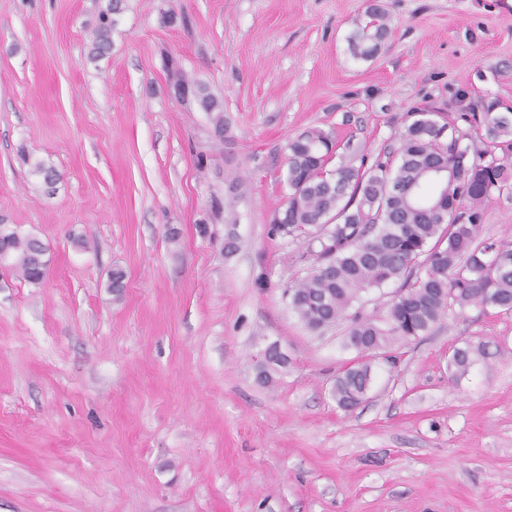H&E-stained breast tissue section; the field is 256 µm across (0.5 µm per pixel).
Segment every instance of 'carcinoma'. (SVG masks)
Instances as JSON below:
<instances>
[{"label": "carcinoma", "instance_id": "carcinoma-1", "mask_svg": "<svg viewBox=\"0 0 512 512\" xmlns=\"http://www.w3.org/2000/svg\"><path fill=\"white\" fill-rule=\"evenodd\" d=\"M121 0H110L92 31L89 57L112 48L114 15ZM372 44H352L353 55L373 56L388 30V18L369 6ZM175 83L187 87L189 102L206 112L218 136L224 135L221 101L209 89L175 69ZM500 102L481 104L459 114L467 129L443 121L441 112L423 104L407 113L398 146L365 166L360 150L346 145L349 159H333V140L310 129L288 144L285 182L290 193L270 225L273 237L307 238L317 249L311 271L283 294L304 325L322 331L349 322L346 346L362 361L336 377L332 396L345 411L367 398L372 384L365 358L394 362L388 346L426 335L448 312L487 306L512 314V242L480 237L485 206L494 197L512 200V111ZM480 131L479 137L472 130ZM360 165H355V160ZM11 266L31 284L46 274L47 246L37 238L9 233ZM397 282L382 320L350 312L362 294ZM480 346L454 349L449 366L464 373ZM288 366L275 343L265 349L259 378L265 384Z\"/></svg>", "mask_w": 512, "mask_h": 512}]
</instances>
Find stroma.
Segmentation results:
<instances>
[{
  "instance_id": "stroma-1",
  "label": "stroma",
  "mask_w": 512,
  "mask_h": 512,
  "mask_svg": "<svg viewBox=\"0 0 512 512\" xmlns=\"http://www.w3.org/2000/svg\"><path fill=\"white\" fill-rule=\"evenodd\" d=\"M370 2L123 0L92 60L108 0H0V224L49 247L40 283L0 268V512H512V314L394 342L345 411L347 322L311 332L282 296L310 269L268 233L290 141L316 127L372 161L421 103L512 106V0H379L389 33L358 59ZM467 342L486 354L453 377ZM121 2V0H110L108 7L99 13L96 26L92 31L93 37L89 51L90 59H99L110 52L112 48V29L116 24V20L112 15L118 14L121 11ZM174 84H180L188 89L189 102L196 104L203 112L210 116L216 134L224 133V110L221 101L209 89L181 72L177 67L171 74ZM264 351V360L259 365V378L264 384H270L274 381L275 375L288 366V357L280 350L277 343L268 345ZM264 351L261 358H263ZM371 367L367 361H358L344 370L333 385L332 396L336 405L345 411L358 407L367 398L371 388Z\"/></svg>"
}]
</instances>
